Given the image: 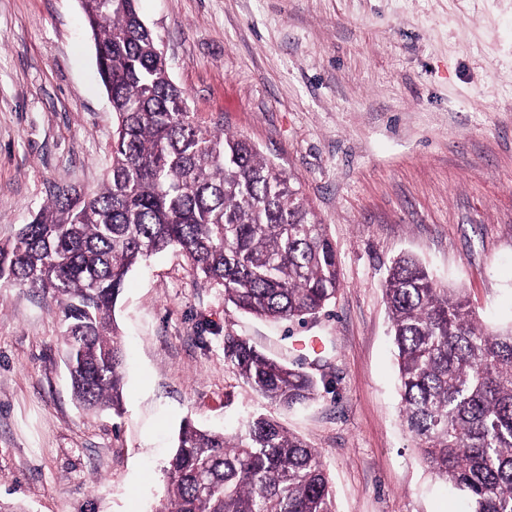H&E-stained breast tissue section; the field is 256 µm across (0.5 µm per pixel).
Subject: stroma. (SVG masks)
Listing matches in <instances>:
<instances>
[{
	"mask_svg": "<svg viewBox=\"0 0 512 512\" xmlns=\"http://www.w3.org/2000/svg\"><path fill=\"white\" fill-rule=\"evenodd\" d=\"M199 119L297 178L336 246L318 317L270 325L168 251L114 317L120 412L75 405L56 316L0 287V503L13 512H154L184 419L262 411L316 448L338 512H463L404 431L382 282L416 256L489 328L512 323V0H139ZM114 116L79 0H0V242L58 186L97 187ZM303 359L318 394L283 410L224 362L227 335Z\"/></svg>",
	"mask_w": 512,
	"mask_h": 512,
	"instance_id": "obj_1",
	"label": "stroma"
}]
</instances>
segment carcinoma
Segmentation results:
<instances>
[{
  "instance_id": "cac0c4a2",
  "label": "carcinoma",
  "mask_w": 512,
  "mask_h": 512,
  "mask_svg": "<svg viewBox=\"0 0 512 512\" xmlns=\"http://www.w3.org/2000/svg\"><path fill=\"white\" fill-rule=\"evenodd\" d=\"M137 2L84 7L115 118L105 178L87 193L57 188L0 246V283L51 299L88 412L120 409L125 355L112 312L129 271L153 254L180 251L195 275L224 289V302L265 322L314 318L340 287L336 250L293 178L190 111ZM383 298L401 418L421 459L465 495L466 512H512V325H479L462 292L410 255L391 261ZM224 362L283 409L316 395L309 374L244 336L224 337ZM158 512L336 505L319 452L257 414L231 434L185 420Z\"/></svg>"
}]
</instances>
